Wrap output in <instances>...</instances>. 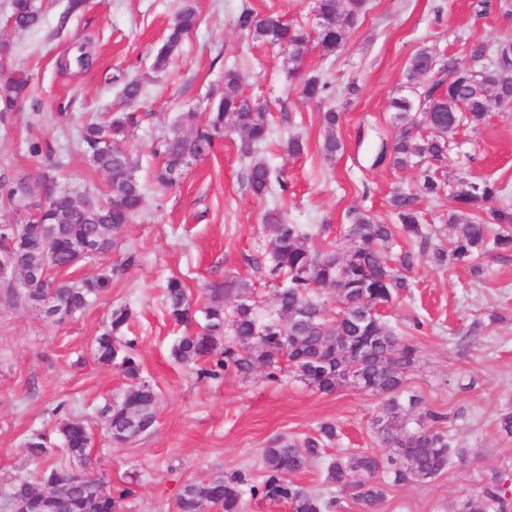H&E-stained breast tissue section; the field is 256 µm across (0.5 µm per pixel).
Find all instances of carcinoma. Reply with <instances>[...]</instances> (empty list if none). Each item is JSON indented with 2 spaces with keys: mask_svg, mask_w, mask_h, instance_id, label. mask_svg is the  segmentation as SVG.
I'll use <instances>...</instances> for the list:
<instances>
[{
  "mask_svg": "<svg viewBox=\"0 0 512 512\" xmlns=\"http://www.w3.org/2000/svg\"><path fill=\"white\" fill-rule=\"evenodd\" d=\"M315 4L319 22L313 37L290 28L277 16L259 18L248 8L238 15L237 26L263 42L288 45L295 62L302 59L313 40L328 55L345 43L365 13L367 0H315ZM82 6L83 0H70L58 16L55 33L65 31ZM11 20L20 31L38 27L42 14L36 0H12ZM198 20L197 10L188 0L176 12L154 55L153 70L169 67ZM497 51L498 47L477 40L471 46L470 64L443 57L437 63L444 72L440 81L413 97L391 101L405 123L382 149L378 161L395 169L421 168L415 189H397L390 197L395 223L379 224L362 212L350 215L351 224L344 233L354 247L340 254L312 248L300 225L288 223L281 211L272 209L265 214L272 235L268 275L273 281L284 278L287 282L277 289L272 315L259 317L252 286L239 279L211 285L208 301L199 309L192 307L180 278L169 279L164 289V304L176 323L187 327L200 324V330L179 338L172 353L185 364L208 363L209 368L198 370L203 377L218 379L228 371L246 377L264 366L268 378L275 380L284 358L298 377L323 393L351 384L384 398L383 413L374 426L393 448L392 456L356 452L338 456L327 466V482L352 494L362 512H378L385 484L428 483L451 465L448 434L436 425L442 416L429 413L434 425L403 429L406 420L401 396L420 349L383 320L379 307L393 303L409 288L406 277L387 258L395 239L402 236L417 241L424 249L431 244L417 209L420 197H437L446 191L458 209L469 212V219L462 223L449 219L452 234L448 248L431 244L439 265L466 262L491 249L512 252V211L494 206L508 198L506 188L489 180L455 186L439 177L450 150L448 130L464 125L475 128L489 112L512 108V59L498 57ZM431 63L427 49L417 50L406 70L408 83L419 85ZM30 85L27 74H12L0 82V122L9 124L10 113L27 96ZM328 87L320 77L310 76L302 84L301 95L318 101L327 96ZM144 118L139 112H116L107 122L94 121L81 128L79 151L91 167L107 176L103 192L80 194L58 186L56 171L61 159L53 158L47 143L33 137L26 142L28 154L53 161L32 181L0 173V199L31 215L19 228L14 247L19 287L4 288L6 300L45 306L48 314L61 321L83 310L93 296L109 286L111 277L106 274L76 282L64 270L75 258V244L91 236L112 252V232L142 210L145 192L126 138ZM339 120L335 111L324 113L327 134L323 152L329 157L342 149L336 134ZM229 133L239 136L242 154L251 157L246 174L249 189L257 197L267 195L272 187L271 170L256 153L271 136V127L263 106L243 95L240 75L234 69L224 71L223 90L209 112L203 116L189 112L156 136L153 155L161 159L156 182L163 187L176 185L193 162L213 148L215 138ZM45 267L55 270L56 286L50 298L40 279ZM324 288L335 290L340 309H329L321 298ZM227 298L235 300L230 308L224 307ZM129 317L125 308L113 310L111 329L96 340L98 361L119 367L131 379L122 400L103 410L106 431L116 443L138 437L134 427L146 433L155 423L154 389L138 381L134 357L121 353L114 343L113 333L121 330ZM60 432L67 454L83 464L82 470L63 469L49 461L43 434H32L26 445L30 459L40 464L37 480L23 481L3 494L9 512H18L23 502L24 512H122L133 489L127 484L109 487L105 493L93 489L103 481L92 473L89 429L67 420ZM337 439L338 427L327 422L316 434L301 440H272L263 451V479L250 487V494L269 503L286 504L290 512H331L335 501L297 484L292 476L306 470L324 454L325 445ZM245 482L241 473L219 476L203 485L189 482L178 495L177 512H205L208 506L217 512H243L241 486ZM511 505L508 492L496 479L466 499L461 512H507Z\"/></svg>",
  "mask_w": 512,
  "mask_h": 512,
  "instance_id": "obj_1",
  "label": "carcinoma"
}]
</instances>
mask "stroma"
Instances as JSON below:
<instances>
[{"mask_svg": "<svg viewBox=\"0 0 512 512\" xmlns=\"http://www.w3.org/2000/svg\"><path fill=\"white\" fill-rule=\"evenodd\" d=\"M193 2L198 25L170 66L156 71L153 52L183 0H89L59 36L53 29L68 0H40L42 23L27 32L9 25L11 0H0V42L9 49L12 68L32 77L30 95L8 129L0 128V168L19 179L34 178L44 167L26 151L34 135L62 154L60 184L91 192L104 188L105 175L73 146L78 129L91 117L124 110L119 90L132 78L143 83L138 110L151 115L128 140L145 190L142 211L115 232L111 254L70 271L80 280L118 269L110 286L59 322L40 309L0 300V491L34 478L25 443L35 432L47 435L54 460L76 467L59 432L69 419L89 427L96 473L111 485L132 484L126 512H176L177 495L189 481L205 484L240 472L257 484L270 440L312 435L320 423L332 422L338 440L294 480L336 498V512H360L351 496L326 483V466L336 455L359 450L389 455L373 426L382 396L353 385L325 394L287 368L275 381L263 368L246 378L232 371L216 380L199 377L196 366L172 355L183 329L168 316L163 288L178 277L193 305L201 306L210 284L243 279L265 316L276 293L258 263L270 253L263 221L268 210H282L289 223L302 225L316 249L333 242L350 249L343 234L351 209L393 223L390 195L413 186L420 171L392 169L376 155L400 127L390 101L411 93L405 71L412 54L426 48L468 62L471 42L512 39V17L496 11L477 16L474 0H368L336 53L325 57L313 47L295 63L287 48L253 39L236 19L248 7L311 33L317 25L314 0ZM84 42L93 50L91 66L60 70L58 60ZM233 67L244 95L266 107L273 136L262 157L287 190L252 194L246 182L250 160L234 135L200 158L178 186H159L154 170L160 161L152 154L157 133L183 113L206 112L212 95L222 90L225 69ZM312 74L330 84L324 100L301 97V81ZM353 84L354 94L348 91ZM330 108L341 114L337 134L344 147L328 159L322 153V115ZM61 110L67 121L59 120ZM290 137L303 141L301 154L287 153ZM444 176L452 183L491 180L512 188V112L461 128ZM407 251L409 287L381 313L421 351L406 383L421 405L410 410L407 426L416 428L423 411L440 415L452 464L432 482L386 486L379 512H459L492 477L512 478V435L499 421L512 408V252L438 267L419 243L401 239L391 257L400 260ZM131 252L136 260L129 265ZM120 307L128 308L130 318L114 340L134 341L140 378L157 394L154 428L122 444L110 441L99 410L124 395L128 380L96 357V339Z\"/></svg>", "mask_w": 512, "mask_h": 512, "instance_id": "obj_1", "label": "stroma"}]
</instances>
